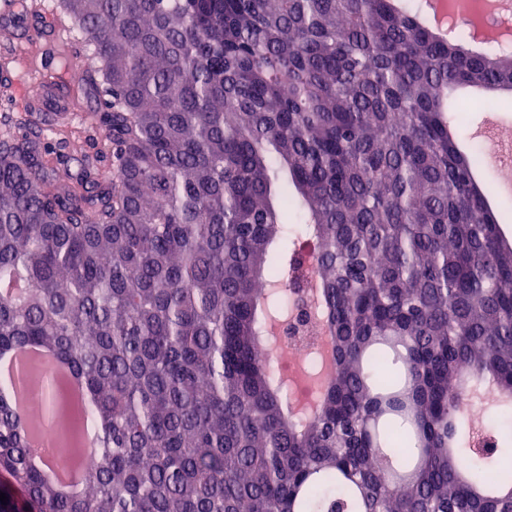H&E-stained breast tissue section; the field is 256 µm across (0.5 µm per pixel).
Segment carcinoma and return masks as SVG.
Segmentation results:
<instances>
[{"instance_id": "1", "label": "carcinoma", "mask_w": 512, "mask_h": 512, "mask_svg": "<svg viewBox=\"0 0 512 512\" xmlns=\"http://www.w3.org/2000/svg\"><path fill=\"white\" fill-rule=\"evenodd\" d=\"M55 6L105 143L0 116V350L90 400L29 370L37 469L0 391V512H512V242L451 130L512 53L406 0ZM302 304L310 410L258 357ZM87 456L75 493L46 475ZM34 363L42 364L50 370L51 375L66 386L70 397L80 399L83 397L81 385L71 376L66 365L55 362L38 345H30L21 351L2 352L0 354V381L9 385L15 380L20 371H24Z\"/></svg>"}]
</instances>
